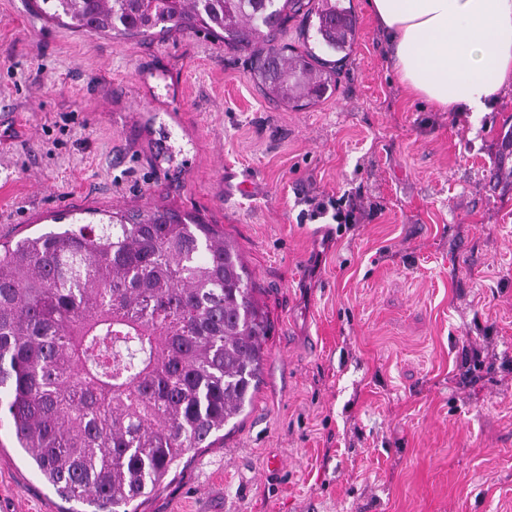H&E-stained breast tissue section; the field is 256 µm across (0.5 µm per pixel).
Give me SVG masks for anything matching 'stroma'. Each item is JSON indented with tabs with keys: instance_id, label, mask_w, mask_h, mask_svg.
Wrapping results in <instances>:
<instances>
[{
	"instance_id": "obj_1",
	"label": "stroma",
	"mask_w": 512,
	"mask_h": 512,
	"mask_svg": "<svg viewBox=\"0 0 512 512\" xmlns=\"http://www.w3.org/2000/svg\"><path fill=\"white\" fill-rule=\"evenodd\" d=\"M342 5L350 58L293 110L205 33L115 39L0 0V241L173 209L223 231L271 324L251 408L137 512H512V91L435 110L367 0ZM332 195L361 223L304 219ZM72 507L0 429V512Z\"/></svg>"
}]
</instances>
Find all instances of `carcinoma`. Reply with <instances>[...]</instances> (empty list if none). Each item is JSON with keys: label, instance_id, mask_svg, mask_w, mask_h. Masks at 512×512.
<instances>
[{"label": "carcinoma", "instance_id": "carcinoma-1", "mask_svg": "<svg viewBox=\"0 0 512 512\" xmlns=\"http://www.w3.org/2000/svg\"><path fill=\"white\" fill-rule=\"evenodd\" d=\"M340 0H35L94 34L204 30L277 101L314 104L355 40ZM302 15L303 50L275 44ZM214 224L157 208L0 243V421L65 500L121 512L251 406L270 323Z\"/></svg>", "mask_w": 512, "mask_h": 512}]
</instances>
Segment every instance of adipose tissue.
Masks as SVG:
<instances>
[{
	"label": "adipose tissue",
	"mask_w": 512,
	"mask_h": 512,
	"mask_svg": "<svg viewBox=\"0 0 512 512\" xmlns=\"http://www.w3.org/2000/svg\"><path fill=\"white\" fill-rule=\"evenodd\" d=\"M399 83L441 112H487L512 89V0H367Z\"/></svg>",
	"instance_id": "adipose-tissue-1"
}]
</instances>
